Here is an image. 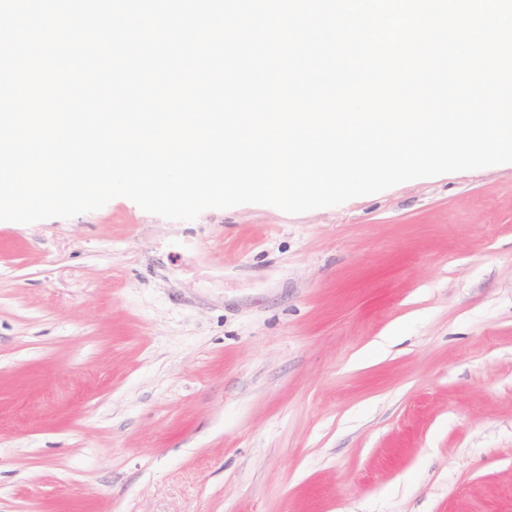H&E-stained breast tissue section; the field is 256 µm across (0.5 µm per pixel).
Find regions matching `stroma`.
Returning <instances> with one entry per match:
<instances>
[{"label":"stroma","instance_id":"35a3bbf8","mask_svg":"<svg viewBox=\"0 0 512 512\" xmlns=\"http://www.w3.org/2000/svg\"><path fill=\"white\" fill-rule=\"evenodd\" d=\"M0 512H512V163L0 222Z\"/></svg>","mask_w":512,"mask_h":512}]
</instances>
